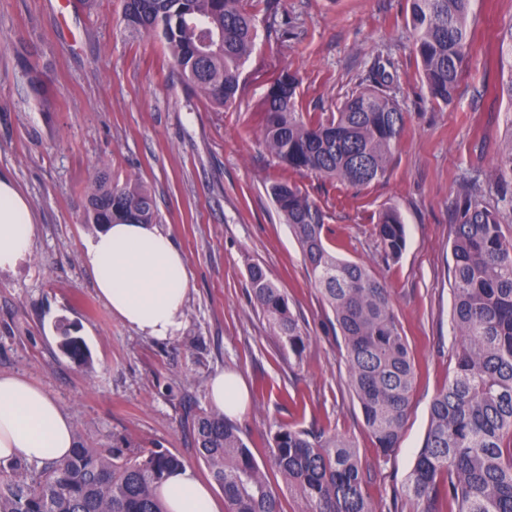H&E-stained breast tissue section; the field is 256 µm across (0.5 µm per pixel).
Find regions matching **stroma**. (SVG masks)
<instances>
[{
    "instance_id": "35a3bbf8",
    "label": "stroma",
    "mask_w": 512,
    "mask_h": 512,
    "mask_svg": "<svg viewBox=\"0 0 512 512\" xmlns=\"http://www.w3.org/2000/svg\"><path fill=\"white\" fill-rule=\"evenodd\" d=\"M252 4L254 48L235 104L219 112L190 95L158 38L126 42L123 0H98L91 12L78 0H0V173L16 181L38 217L30 262L0 273V372L41 385L88 446L108 448L116 438L158 446L205 479L184 420L209 411L210 376L234 370L250 394L234 423L272 486L283 481L270 465L269 440L288 424L351 439L376 512H415L394 496L455 365L453 207L465 187L490 203L502 192L495 162L512 131L499 45L512 30V0H473V41L447 106L433 104L422 83L407 0ZM289 28L295 38L284 37ZM378 64L407 116L386 176L355 189L285 173L260 139L258 106L270 78L298 70L304 108L330 113ZM32 72L50 108L39 104ZM101 166L113 180L135 177L151 191L159 227L186 257L192 291L175 339H152L116 320L82 263L97 230L83 210L87 178ZM283 174L326 213L331 250L366 264L386 286L408 338L417 378L400 446L388 457L378 456L349 389L333 313L268 192ZM389 207L407 238L394 262L382 256L374 230ZM252 264L287 296L307 336L302 355L282 346L255 306ZM64 325L82 339L87 364L61 352Z\"/></svg>"
}]
</instances>
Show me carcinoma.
Segmentation results:
<instances>
[{"label": "carcinoma", "instance_id": "cac0c4a2", "mask_svg": "<svg viewBox=\"0 0 512 512\" xmlns=\"http://www.w3.org/2000/svg\"><path fill=\"white\" fill-rule=\"evenodd\" d=\"M408 2L422 81L434 102L447 105L470 48L472 0ZM123 23L130 43L148 36L166 42L172 70L195 97L221 109L235 103L254 46V16L244 0H125ZM385 82L383 74L374 77L328 115L305 112L298 72L285 68L262 101V142L294 171L365 187L385 176L405 127V113L385 93ZM495 170L512 184V138ZM90 180L87 220L157 223L152 194L139 180L119 184L102 169ZM270 194L334 314L352 393L385 457L400 445L416 377L387 288L365 264L328 250L324 215L296 184L277 180ZM511 209L512 198L487 204L470 190L457 198L451 320L459 342L452 377L432 400L425 438L402 485L416 512H512V236L503 232ZM375 234L384 257L399 259L406 233L397 210L378 214ZM249 273L254 303L288 349L301 354L307 336L288 299L261 267ZM60 348L79 363L86 360L81 341L66 332ZM187 431L228 512H284L235 425L201 413ZM270 455L303 512H375L351 441L285 425L272 436ZM181 467V457L168 450L125 439L89 448L78 439L61 462L0 466V512H164L156 489Z\"/></svg>", "mask_w": 512, "mask_h": 512}]
</instances>
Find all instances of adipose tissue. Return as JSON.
I'll use <instances>...</instances> for the list:
<instances>
[{
  "mask_svg": "<svg viewBox=\"0 0 512 512\" xmlns=\"http://www.w3.org/2000/svg\"><path fill=\"white\" fill-rule=\"evenodd\" d=\"M37 219L26 195L0 175V273L31 256ZM94 288L112 315L138 333L175 338L185 324L191 280L184 254L154 224L105 225L83 252ZM216 413L232 418L249 403L247 388L231 370L215 373L208 385ZM75 442L71 420L41 386L0 373V463L62 461ZM165 512H223L210 485L191 468L169 474L157 489Z\"/></svg>",
  "mask_w": 512,
  "mask_h": 512,
  "instance_id": "adipose-tissue-1",
  "label": "adipose tissue"
}]
</instances>
